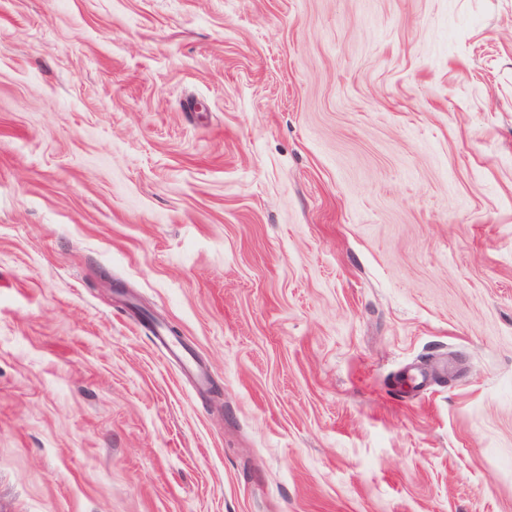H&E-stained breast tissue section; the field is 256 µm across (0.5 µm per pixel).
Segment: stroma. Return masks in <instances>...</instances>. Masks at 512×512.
<instances>
[{
	"label": "stroma",
	"instance_id": "1",
	"mask_svg": "<svg viewBox=\"0 0 512 512\" xmlns=\"http://www.w3.org/2000/svg\"><path fill=\"white\" fill-rule=\"evenodd\" d=\"M0 512H512V0H0Z\"/></svg>",
	"mask_w": 512,
	"mask_h": 512
}]
</instances>
